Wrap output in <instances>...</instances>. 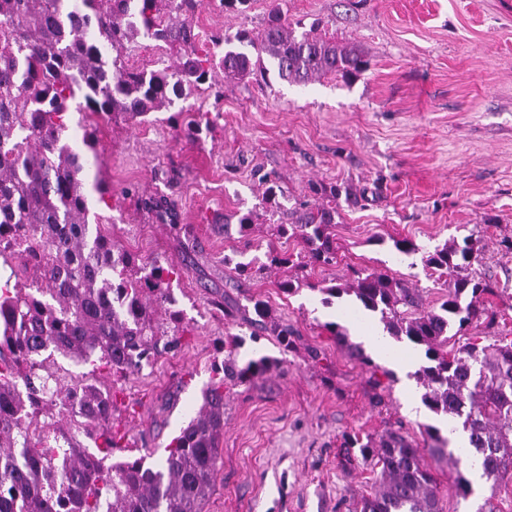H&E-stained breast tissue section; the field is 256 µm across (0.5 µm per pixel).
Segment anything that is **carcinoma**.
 I'll use <instances>...</instances> for the list:
<instances>
[{"label": "carcinoma", "instance_id": "carcinoma-1", "mask_svg": "<svg viewBox=\"0 0 512 512\" xmlns=\"http://www.w3.org/2000/svg\"><path fill=\"white\" fill-rule=\"evenodd\" d=\"M198 0H0V512H204L218 472L224 436V384L265 376L277 360L259 355L243 366L215 370L203 403L165 448L157 468L145 457L106 464L120 447L112 424V391L103 374L126 378L181 346L182 313L173 309L177 269L144 261L104 231L92 196L107 203L100 167L99 120L126 121L170 109L186 92L262 77L305 85L334 75L350 81L369 67L354 44L296 31L279 6L256 32H218L199 48L187 20ZM164 51L153 69L128 58L142 41ZM222 81H217V76ZM78 113L82 145L71 143L70 114ZM214 121L198 110L182 129L194 139ZM262 203L276 208L278 181L262 177ZM336 208L298 203L278 234L301 239L304 262L267 247L264 258L237 263L242 275L301 264H336L331 234ZM243 237L254 212L224 219ZM424 265L444 288L433 305L419 288L382 271L359 269L344 284L313 285L327 297L352 296L380 316L396 341L424 350L427 364L414 377L421 401L438 417L462 420L468 447L454 450L440 428L425 427L422 447L399 430L362 441L364 460L379 469L377 489L359 512H442L425 454L447 460L458 493L467 497L466 472L478 468L491 490L512 478V339L480 342L476 329L492 325L487 297L497 287L475 267L476 243L447 241L426 252ZM252 338L276 337L282 350L297 330L251 300ZM168 314V319L161 314ZM325 328L362 365V346L337 323ZM475 333L454 350L452 334ZM90 364L75 373L63 361ZM89 439L94 449L84 443Z\"/></svg>", "mask_w": 512, "mask_h": 512}]
</instances>
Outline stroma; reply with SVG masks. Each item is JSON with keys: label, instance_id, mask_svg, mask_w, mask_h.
Segmentation results:
<instances>
[{"label": "stroma", "instance_id": "1", "mask_svg": "<svg viewBox=\"0 0 512 512\" xmlns=\"http://www.w3.org/2000/svg\"><path fill=\"white\" fill-rule=\"evenodd\" d=\"M275 0H250L245 11L202 0L191 17L201 37L260 29ZM289 22L358 44L369 69L346 83L331 76L298 86L276 71L226 86L222 98L195 91L187 110L211 111L215 128L196 141L180 136L167 113L147 122L103 121L100 177L112 189L101 213L131 253L180 272L172 289L183 313L181 349L115 383L113 424L125 435L113 460L129 449L162 458L164 448L201 403L215 367L261 353L280 369L224 390L222 465L205 512H349L369 494L374 474L347 434L378 435L402 427L423 441L435 416L420 403L412 373L423 350L391 342L371 369L350 358L326 329L337 322L353 342L379 329L348 299L323 304L314 284L342 281L350 268L381 269L416 283L427 303L440 296L422 254L446 240L477 239L480 269L498 283L491 303L496 332H512V0H276ZM275 174L282 211L309 183L353 188L336 201L337 264L296 270L298 292L273 279L243 280L236 262L257 245L299 254V239L261 225L250 238L224 226L225 213L258 205V178ZM137 194H128V187ZM162 196L180 231L162 224L144 199ZM419 252L402 255L394 240ZM234 305L232 314L214 305ZM297 329L293 347L274 337L250 341V298ZM241 336L230 354L226 342ZM443 512H479L493 498L512 512V483L458 495L445 464H432Z\"/></svg>", "mask_w": 512, "mask_h": 512}]
</instances>
